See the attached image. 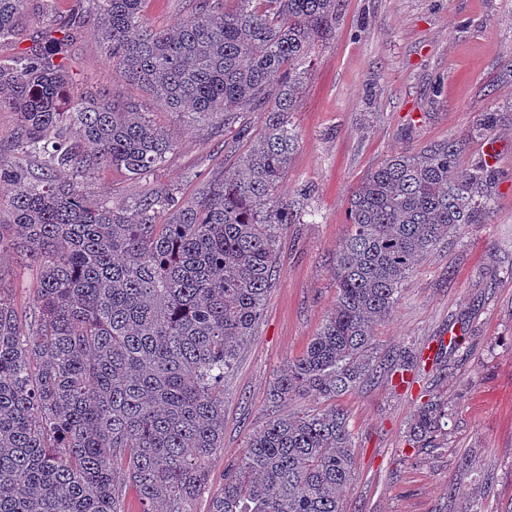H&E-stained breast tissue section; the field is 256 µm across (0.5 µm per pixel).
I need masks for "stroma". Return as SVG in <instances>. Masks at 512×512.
Wrapping results in <instances>:
<instances>
[{"instance_id":"35a3bbf8","label":"stroma","mask_w":512,"mask_h":512,"mask_svg":"<svg viewBox=\"0 0 512 512\" xmlns=\"http://www.w3.org/2000/svg\"><path fill=\"white\" fill-rule=\"evenodd\" d=\"M67 67L84 94L134 101L172 139L162 168L132 181L112 168L84 178L87 192L128 202L171 186L192 196L248 141L210 119L169 112L109 64L94 25L69 49ZM495 112L487 139L471 138L459 164L490 156L494 204L416 265L401 298L375 331L377 359L454 336L458 347L415 392L377 376L337 398L355 438L356 476L346 512H512V0H337L319 38L292 121L297 136L278 188L300 221L281 232L279 276L251 339L224 376V447L206 462L189 512H209L224 469L240 461L250 434L288 413L328 401L269 390L300 356L336 303L331 274L349 227V198L394 154L469 136ZM36 271L0 253V288L21 319L34 305ZM428 388L448 399V428L435 448H414L407 430Z\"/></svg>"}]
</instances>
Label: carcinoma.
<instances>
[{
	"label": "carcinoma",
	"instance_id": "obj_1",
	"mask_svg": "<svg viewBox=\"0 0 512 512\" xmlns=\"http://www.w3.org/2000/svg\"><path fill=\"white\" fill-rule=\"evenodd\" d=\"M197 0L173 27L144 25L146 0H78L80 21L24 42L22 18L51 0H0V110L17 113L16 150L48 154L38 176L0 167L12 185L0 252L21 248L38 276L23 326L0 294V512H124L119 481L141 512H188L206 460L224 447V374L253 335L277 276L279 231L298 213L276 190L295 145L292 115L305 59L336 0ZM96 25L112 65L171 112L261 132L231 166L182 201L159 187L128 203L57 179L115 168L139 180L172 142L133 102L71 91L64 52ZM467 139L385 160L352 191L337 244L336 304L270 389L273 402L334 400L381 371L426 370L421 355L373 363L375 326L392 315L415 264L466 224H486L494 170L458 167ZM448 403L428 396L409 437L430 448ZM347 415L332 406L269 420L224 472L210 512H346L355 475Z\"/></svg>",
	"mask_w": 512,
	"mask_h": 512
}]
</instances>
